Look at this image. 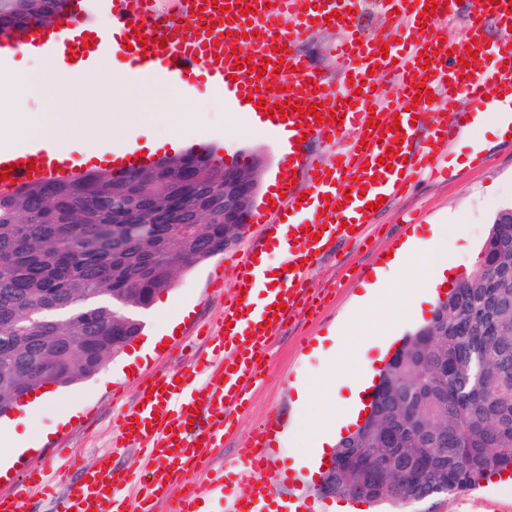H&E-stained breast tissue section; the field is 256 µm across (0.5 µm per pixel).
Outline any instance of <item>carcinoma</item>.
<instances>
[{
	"label": "carcinoma",
	"instance_id": "obj_1",
	"mask_svg": "<svg viewBox=\"0 0 512 512\" xmlns=\"http://www.w3.org/2000/svg\"><path fill=\"white\" fill-rule=\"evenodd\" d=\"M214 153H186L157 164L146 187L108 170L57 176L0 193V417L21 384L36 390L95 375L142 334L144 323L110 314L112 290L137 288L145 305L178 277L224 252V225L207 203L222 199L218 177L179 181L180 161L212 170ZM179 212L180 223L156 224V212ZM132 217L128 234L112 225ZM495 217L475 270L437 304L432 318L382 368L364 425L336 445V496L405 509L441 489L474 487L488 473L512 468V224ZM52 371L16 377L40 342ZM410 467L415 487L399 486Z\"/></svg>",
	"mask_w": 512,
	"mask_h": 512
}]
</instances>
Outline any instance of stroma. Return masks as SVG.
Returning a JSON list of instances; mask_svg holds the SVG:
<instances>
[{
    "label": "stroma",
    "mask_w": 512,
    "mask_h": 512,
    "mask_svg": "<svg viewBox=\"0 0 512 512\" xmlns=\"http://www.w3.org/2000/svg\"><path fill=\"white\" fill-rule=\"evenodd\" d=\"M341 35L339 29L323 28L311 36L295 38L293 46L320 74L334 80L340 72L331 50ZM144 109L154 113L155 121L152 127L140 131L138 143L156 139L160 132L177 126L188 136H201L206 146L216 147L219 159L227 164H241L255 156L263 158L256 204L264 206L273 177L285 167L277 136L246 124L238 118L234 106L201 85L193 99L180 105L171 103L168 90L154 89ZM477 147L482 150L483 161L474 165L468 157ZM452 153L459 162L446 180L421 181L388 205L367 237L341 242L313 266L306 287L322 298L317 312L307 319L288 321L276 331L264 355V375L251 387L235 431L224 438L220 456L230 461L245 436L266 426L270 417H277L279 432L271 454L275 470L283 477L267 499H286V506L280 507L279 512H337L344 504L343 499L321 494L318 479L310 478L308 467L289 439L302 420L295 405V383L308 379L314 399L323 398L332 346L327 339L329 331H347L346 352L336 363L337 376L342 379L363 360L371 361L376 368L382 366L400 338L418 326L407 300L400 295L379 308H360L358 298L365 283L373 281L375 268L386 263L387 253L397 249L407 234L426 239L432 229L444 226L448 229V247L460 258L455 273L464 275L478 261L495 213L512 204L511 143L488 130L479 145L462 141L455 144ZM219 262L215 256L183 273L175 288L162 294V309L142 312L145 329L150 332L160 312L180 314L181 306H188V314L180 315L177 334L167 337L165 346L155 347L152 356L137 360L130 369L124 364V354H117L96 375L59 388L58 400L41 406L34 418H27L20 409L1 418L0 452L8 446L4 427H12L19 435L31 428L36 435L26 452L28 458H43L48 447L57 446L73 449L85 464H94L111 449L113 421L134 398L139 380L179 367L200 347L198 327L223 314L224 299L233 291L235 281L228 270L222 288H212ZM397 315L405 316L406 322L392 331L390 340L370 341V330ZM499 480V475H489L475 488L430 498L413 505L409 512H512V487L500 486Z\"/></svg>",
    "instance_id": "stroma-1"
}]
</instances>
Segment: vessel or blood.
<instances>
[{"instance_id":"1","label":"vessel or blood","mask_w":512,"mask_h":512,"mask_svg":"<svg viewBox=\"0 0 512 512\" xmlns=\"http://www.w3.org/2000/svg\"><path fill=\"white\" fill-rule=\"evenodd\" d=\"M184 0L176 19L157 22L151 0H69L50 25H37L19 39H0V64L15 43L30 51L55 57L62 70L72 65L95 67L112 56L109 38L93 36L86 26L90 15L111 16L130 48L122 56L130 63L129 83L145 81L178 87L185 80H203L214 90L246 102L249 80H257L259 98L268 103H300L308 109L322 107L323 124H301L298 114L266 119L268 130L287 134L288 168L311 175L312 192L298 199L294 192L276 198L273 206L255 217L262 233L233 265L236 288L224 302L221 317L201 326L199 336L206 355L187 360L175 370L141 379L132 405L119 414L111 452L100 455L93 466H78L74 479L53 486L46 468L26 462L22 484L29 495L51 501L55 512H200L205 496L224 502L226 512H260L268 484L254 486L250 496L229 499L220 475L204 485L194 475L216 464L230 419L242 404L241 396L260 373L258 353L276 330L291 317L312 309L304 286L310 268L306 259H321L351 229L367 231L378 212L377 199L392 201L412 188L419 177L448 175V149L459 137L478 138L474 120L485 112L512 110V0H479L474 20L454 42L428 35L427 26L448 20L457 12L455 0H436L434 14L424 15L429 0H387L385 12L399 11L403 22L399 43L381 54L380 43L354 29L351 0ZM252 16H243L245 7ZM343 28L336 53L345 75L334 83L316 75L294 50L288 49L289 32L311 33L319 19ZM142 34H134V25ZM497 36L487 40V27ZM247 46L253 64L267 59L264 75L252 68L237 69V46ZM432 51L424 59V51ZM470 55L469 64L460 56ZM388 73L392 93L376 90L375 73ZM424 84L431 94H443V106L410 95L413 85ZM342 122H335V115ZM309 137L327 146L321 157L303 155L297 145ZM152 157L131 149L117 154L107 150L97 166L122 173L151 166ZM73 154H58L34 146L0 149V190L24 186L70 172ZM281 249L277 276H270L262 256ZM205 378L203 397H196L198 378ZM269 429L254 432L240 451L251 470L271 471ZM136 448L144 465L119 491L112 460Z\"/></svg>"}]
</instances>
